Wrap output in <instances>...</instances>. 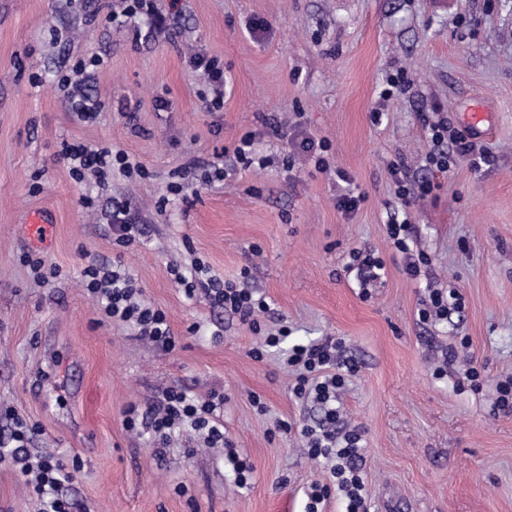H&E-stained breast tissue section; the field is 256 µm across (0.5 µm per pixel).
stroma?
<instances>
[{
	"mask_svg": "<svg viewBox=\"0 0 512 512\" xmlns=\"http://www.w3.org/2000/svg\"><path fill=\"white\" fill-rule=\"evenodd\" d=\"M149 3L132 26L116 19L123 0H0V431L10 407L43 427L38 451L79 457L75 512H302L327 467L296 428L320 413L293 396L282 352L253 358L259 335L204 290L184 294L175 274L199 262L264 296L290 342L344 341L359 370L340 417L363 433L368 512H512V414L493 410L512 375V0ZM256 20L268 32H251ZM194 51L224 68L220 111L204 107L214 92ZM93 56L101 64L83 87L101 110L86 120L64 77ZM399 73L404 89L382 96ZM440 120L491 163L428 168V125ZM296 129L328 143L330 173L287 142ZM255 130L267 166L215 180L225 150ZM67 143L125 151L148 175L77 182L60 156ZM395 167L433 190L403 206ZM348 189L363 196L351 215L336 206ZM116 198L130 199L144 231L125 250L103 220ZM37 214L53 226L48 241L28 232ZM403 220L411 249L430 259L415 278L388 235ZM357 252L383 261L380 279L364 286L349 272ZM27 253L59 276L34 280ZM116 256L165 312L173 350L112 323L82 287L86 265ZM433 289L460 294L462 307L420 322ZM460 349L480 388L449 361ZM169 387L223 394L224 436L253 467L247 486L191 429L166 448L126 430L125 409ZM281 420L294 431L277 430ZM38 510L18 467L0 462V512Z\"/></svg>",
	"mask_w": 512,
	"mask_h": 512,
	"instance_id": "stroma-1",
	"label": "stroma"
}]
</instances>
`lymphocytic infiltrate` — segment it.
<instances>
[{"mask_svg":"<svg viewBox=\"0 0 512 512\" xmlns=\"http://www.w3.org/2000/svg\"><path fill=\"white\" fill-rule=\"evenodd\" d=\"M429 134L435 150L429 154L427 162L439 171H448L459 156L476 155L484 162L489 159L487 152L478 151L461 133L450 130L447 122L430 124ZM63 156L79 182L84 181L87 173L101 176L109 169L119 170L128 177L146 174L143 165L130 159L125 151L109 147L69 144ZM81 276L84 288L96 296L111 321L135 327L140 338L154 344L166 348L174 345L175 337L165 312L142 301L140 289L134 288L125 272L93 263L83 268ZM207 295L256 333L261 331L260 318L270 312L264 297L231 282L213 285ZM287 364L295 375L291 387L294 396L312 400L323 412L321 424L300 429L310 458L325 459L329 466L328 482L311 486L304 512H324L336 491L344 496V512H367L362 435L358 430L342 426L337 407L339 391L346 377L356 372V364L345 357L342 340L331 337L320 343L293 345L288 351ZM223 407V396L201 400L184 389L169 388L146 407L129 406L124 425L127 430L148 434L151 442L160 446L167 445L177 430L188 427L207 447L225 448L224 421L219 414ZM40 430L39 424L17 420L10 437L0 442V460L20 464L26 484L40 501L39 512H71L70 502L59 495L58 490L63 483L74 480L80 462L75 457L31 455L30 437Z\"/></svg>","mask_w":512,"mask_h":512,"instance_id":"lymphocytic-infiltrate-1","label":"lymphocytic infiltrate"}]
</instances>
